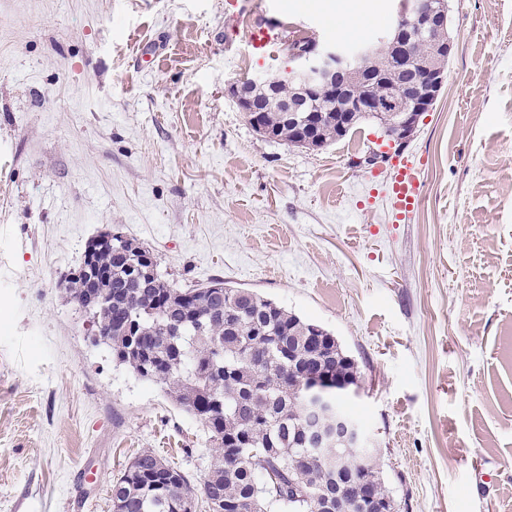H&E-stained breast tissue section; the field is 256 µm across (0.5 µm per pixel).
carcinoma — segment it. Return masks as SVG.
<instances>
[{"label": "carcinoma", "instance_id": "cac0c4a2", "mask_svg": "<svg viewBox=\"0 0 512 512\" xmlns=\"http://www.w3.org/2000/svg\"><path fill=\"white\" fill-rule=\"evenodd\" d=\"M448 41L443 29L425 39L411 38L410 53L431 54ZM416 81L379 53L365 58L346 76L353 91L367 92V81ZM273 104L261 113L262 123L277 140L312 148L288 127L290 104L296 103V83L278 78ZM375 120L360 112L339 132L333 113H324L317 149ZM122 254H99L98 288L112 293L109 322L98 318L96 331L106 339L112 357L140 377L166 387L171 399L204 426L213 454L207 475L197 485L182 469L153 451L138 453L112 483V512H186L200 499L209 512H336V484H342L344 512H364V485L373 486L388 512L395 504L384 481L371 469L347 470L336 476L304 442L306 426L301 401L308 390L303 376L326 381L359 383L355 360L336 336L323 330L309 336L313 322L276 302L221 280L204 286L175 288L156 273L135 282L134 271L157 270L155 256L142 245L125 240ZM312 456L313 466L299 470L297 456Z\"/></svg>", "mask_w": 512, "mask_h": 512}]
</instances>
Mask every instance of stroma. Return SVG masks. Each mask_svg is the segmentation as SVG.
Listing matches in <instances>:
<instances>
[{"label": "stroma", "instance_id": "stroma-1", "mask_svg": "<svg viewBox=\"0 0 512 512\" xmlns=\"http://www.w3.org/2000/svg\"><path fill=\"white\" fill-rule=\"evenodd\" d=\"M455 54L397 149L261 137L229 92L287 43L377 41L398 0H0V512H112L150 449L200 482L211 444L93 345L62 283L106 226L177 286L224 281L330 330L399 512H512V0H449ZM274 25L255 52L250 33ZM396 160L398 173L392 183L391 192L398 209L409 213L419 205V185L409 162L398 158Z\"/></svg>", "mask_w": 512, "mask_h": 512}]
</instances>
